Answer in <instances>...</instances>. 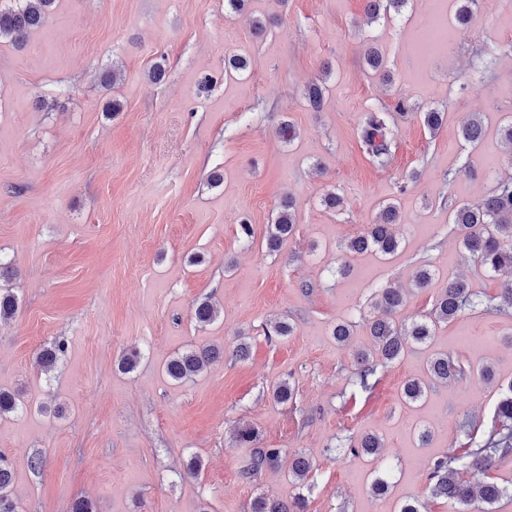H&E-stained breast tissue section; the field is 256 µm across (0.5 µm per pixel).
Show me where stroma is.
I'll list each match as a JSON object with an SVG mask.
<instances>
[{"label": "stroma", "mask_w": 512, "mask_h": 512, "mask_svg": "<svg viewBox=\"0 0 512 512\" xmlns=\"http://www.w3.org/2000/svg\"><path fill=\"white\" fill-rule=\"evenodd\" d=\"M438 2L410 0L397 19L368 25L364 0H248L231 19L224 0H55L24 46L0 40V258L18 271L11 286L20 299L16 317L0 321V388L28 407L0 417V456L19 512H69L84 498L99 512H250L257 495L295 494L287 455L297 450L314 462L307 512H398L413 500L451 512L430 498L428 466L461 455L470 428L493 426L512 382V315L461 314L365 388L353 362L368 342L361 311L377 288L406 290L396 319L407 322L451 276L487 295L504 281L464 262L448 212L512 174L501 134L512 120V57L498 53L512 42V17L497 0H475L468 23L450 21L446 43L423 64L416 36L435 24ZM254 17L268 21L262 36ZM369 45L383 54L391 86L366 66ZM234 52L249 66L228 77L224 58ZM158 61L165 76L154 82ZM114 66L120 81L101 86ZM314 82L324 91L317 112L304 97ZM400 94L412 108L392 131V162L377 169L357 124ZM112 100L120 108L109 114ZM432 109L445 114L435 133L423 123ZM474 113L484 137L471 149L460 126ZM285 120L298 131L289 145L278 133ZM466 163L480 177L462 172ZM216 170L223 181L214 187ZM330 190L340 210L322 205ZM288 194L296 231L272 253L267 226ZM389 202L402 212L398 254H359L336 274L342 243ZM420 258L433 270L423 289L413 285ZM204 299L221 314L202 326L193 306ZM274 316L293 334L266 338ZM347 321L354 332L343 345L332 330ZM240 336L250 347L244 360L232 354ZM59 340L65 356L44 374L37 352ZM202 346L225 354L187 383L166 376L171 357ZM132 348L139 365L119 371ZM441 353L473 374L491 367L494 382L438 385L403 404V382ZM285 380L297 393L288 405L272 396ZM240 425L255 429L261 447L284 451L252 481L240 476L249 449L231 440ZM366 432L383 441V459L349 454ZM194 456L203 466L192 478ZM383 474L388 492L373 496Z\"/></svg>", "instance_id": "obj_1"}]
</instances>
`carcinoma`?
I'll return each mask as SVG.
<instances>
[{
  "instance_id": "carcinoma-1",
  "label": "carcinoma",
  "mask_w": 512,
  "mask_h": 512,
  "mask_svg": "<svg viewBox=\"0 0 512 512\" xmlns=\"http://www.w3.org/2000/svg\"><path fill=\"white\" fill-rule=\"evenodd\" d=\"M409 0H365L367 18L376 22L388 15L401 14ZM54 0H20V3L7 9L0 8V40L7 39L16 45L27 41L31 31L41 27ZM364 61L368 68L381 79L389 78L386 62L373 46H367ZM409 110L407 98H396L393 108L379 112L365 113L359 123L358 138L369 163L383 169L393 159V140L390 129L398 117ZM484 127L482 120L475 117L462 128L461 138L471 147L482 140ZM401 223V214L396 203L382 206L378 218L367 225L365 230L348 240L342 246L344 261L336 272L344 275L349 264L347 259L365 252H375L383 257L393 256L400 250L401 242L394 227ZM451 223L459 231L461 242L470 258L489 273H497L504 268L512 269V176L500 178L492 193L478 205L461 204L452 211ZM297 224L296 201L293 197L284 198L277 207L269 225L266 238L267 249L276 252L283 242L294 236ZM405 295L399 288L385 286L374 292L372 312L367 320L368 336L371 344L367 349L355 353L357 366L356 383L366 388L369 379L376 374L380 365L394 362L404 355L407 348L426 344L441 323L457 318L465 311L481 313L512 312V282L496 296L478 294L466 279L450 277L445 288L435 298L431 310L408 323H397L394 314L403 306ZM19 304L9 288L0 287V320L16 315ZM197 322L210 324L219 317V310L204 300L194 307ZM66 347L61 341L42 348L38 362L42 371L53 372ZM224 350L214 346L190 350L172 357L166 364L167 376L174 382H184L198 375L209 363L221 358ZM463 367L446 354H437L428 359L425 377H411L401 388V398L406 403L423 400L428 390L436 383L446 384L464 377ZM23 403L15 394L0 390V417L23 411ZM497 425L479 437H472L465 453L460 457H439L429 467V492L434 499H445L457 507L455 512H466L468 507H476V512H495L494 505L508 488L499 485L488 477L496 462L512 456V393L503 397L496 406ZM233 442L240 448L251 449L249 463L242 470L244 479L250 480L266 468L275 466L280 460L282 449L257 447V433L251 427L235 430ZM384 444L376 434L366 433L348 444L352 455L366 454L378 457ZM289 474L302 485L313 469L310 458L301 451L289 456ZM475 471L485 476V480L473 483L463 477L465 471ZM12 482L11 470L4 457L0 456V512H18L16 502L11 497L9 487ZM252 512H307V499L298 492L292 499L283 503L274 498L257 497Z\"/></svg>"
}]
</instances>
